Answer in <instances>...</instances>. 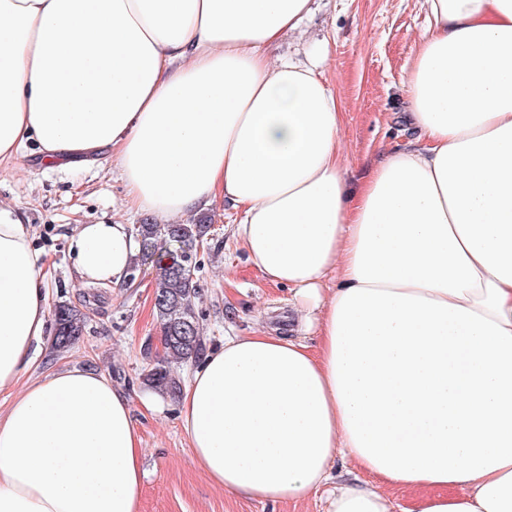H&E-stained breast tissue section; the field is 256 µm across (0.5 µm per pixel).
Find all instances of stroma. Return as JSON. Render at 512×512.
Listing matches in <instances>:
<instances>
[{
  "label": "stroma",
  "mask_w": 512,
  "mask_h": 512,
  "mask_svg": "<svg viewBox=\"0 0 512 512\" xmlns=\"http://www.w3.org/2000/svg\"><path fill=\"white\" fill-rule=\"evenodd\" d=\"M427 27L422 0H313L302 36L286 37L272 50L300 58L306 50L326 49L324 77L344 114L340 137L350 188L361 185L381 153L415 136L403 119L405 77ZM124 197L118 168L106 152L89 164L48 166L31 142L23 158L0 162V203L18 206L31 227L46 271L48 303L67 300L88 314L83 335L68 351L54 353L42 343L28 377L77 366L105 374L131 397L146 472L139 512H325L320 494L300 503L259 502L214 486L190 457L177 399L155 395L151 411L141 404L146 391L141 376L163 355L152 299L154 270L140 267L135 282L117 288L87 289L76 274L71 248L77 225L145 222V213L127 210ZM208 214L212 225L195 275L207 348L263 328L299 335L291 292L269 283L234 235L240 213L218 202Z\"/></svg>",
  "instance_id": "1"
}]
</instances>
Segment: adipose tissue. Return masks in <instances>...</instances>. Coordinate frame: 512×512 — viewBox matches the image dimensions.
Returning <instances> with one entry per match:
<instances>
[{
  "label": "adipose tissue",
  "mask_w": 512,
  "mask_h": 512,
  "mask_svg": "<svg viewBox=\"0 0 512 512\" xmlns=\"http://www.w3.org/2000/svg\"><path fill=\"white\" fill-rule=\"evenodd\" d=\"M312 0H0V159L112 151L129 208L178 218L216 201L316 345L228 336L179 416L221 488L329 512H394L333 481L336 457L429 489L413 512H512V0H424L407 75L417 136L348 191L342 112L314 62L270 58ZM84 285L122 283L128 225L81 224ZM44 268L0 206V512H137L131 399L76 367L22 376L48 327Z\"/></svg>",
  "instance_id": "adipose-tissue-1"
}]
</instances>
